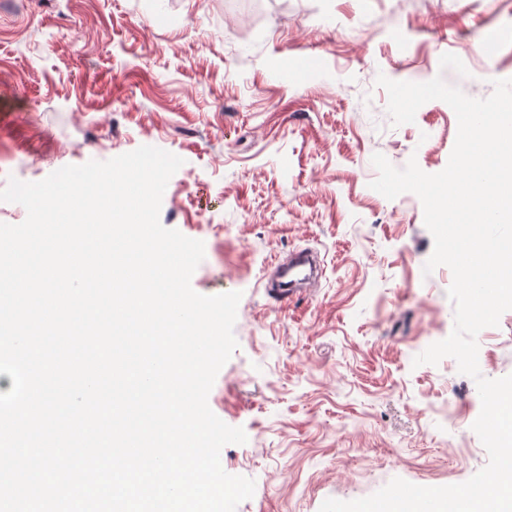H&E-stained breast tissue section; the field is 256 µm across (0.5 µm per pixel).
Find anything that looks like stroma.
<instances>
[{"mask_svg":"<svg viewBox=\"0 0 512 512\" xmlns=\"http://www.w3.org/2000/svg\"><path fill=\"white\" fill-rule=\"evenodd\" d=\"M254 2L0 0V189L142 145L182 158L160 222L203 241L196 292L242 294L208 396L247 435L221 451L255 482L236 512L465 482L488 462L476 383L450 357L413 363L453 330L452 273L423 272L420 199L370 187L378 152L443 170L457 118L432 100L393 124L377 77L490 96L512 79V0ZM304 248L318 287L276 301V264ZM477 341L484 377L512 374V310Z\"/></svg>","mask_w":512,"mask_h":512,"instance_id":"35a3bbf8","label":"stroma"}]
</instances>
